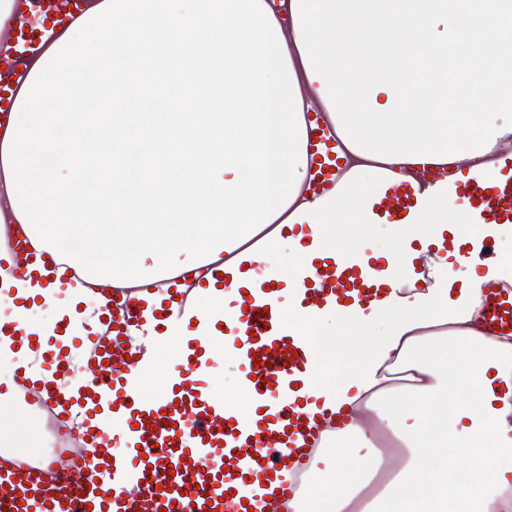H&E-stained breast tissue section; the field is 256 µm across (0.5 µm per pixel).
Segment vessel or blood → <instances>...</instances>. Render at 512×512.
Segmentation results:
<instances>
[{"mask_svg": "<svg viewBox=\"0 0 512 512\" xmlns=\"http://www.w3.org/2000/svg\"><path fill=\"white\" fill-rule=\"evenodd\" d=\"M58 36L45 30L0 42V94L24 84L32 63ZM310 137L315 168L309 190L320 193L334 186L343 169L331 147L327 112L319 113ZM456 194L480 201L484 221L512 222V177L495 178L488 168L459 184ZM409 203L402 183L378 209L396 221ZM26 271L43 285H59L87 300L105 298L101 323L107 332L85 333L90 377L84 380L68 366L62 341L68 322L57 324L61 341L44 356L35 406L45 432L58 440L51 459L65 465L55 468L51 460L0 448V512H205L209 506L214 512H303V485L316 456L333 447L335 424L327 413L310 410V398L292 392L309 376L310 355L303 337L289 334L279 320L277 283L249 289L218 324L223 344L241 364L240 384L258 407L231 415L203 379L218 345L205 336L208 322L191 305L209 279L173 274L158 290L148 282L102 289L66 254H47L14 233L0 235V288ZM302 285L317 307L335 296H373L369 286L330 261ZM493 299V327L512 329V298L497 292ZM169 327L193 333L194 352L175 369L170 393L142 397V375L155 361L148 350L136 352L126 343ZM114 414L121 420L112 431L95 430L98 417ZM77 418L89 435L73 448L58 435Z\"/></svg>", "mask_w": 512, "mask_h": 512, "instance_id": "vessel-or-blood-1", "label": "vessel or blood"}]
</instances>
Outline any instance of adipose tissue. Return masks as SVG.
I'll use <instances>...</instances> for the list:
<instances>
[{
	"label": "adipose tissue",
	"instance_id": "1",
	"mask_svg": "<svg viewBox=\"0 0 512 512\" xmlns=\"http://www.w3.org/2000/svg\"><path fill=\"white\" fill-rule=\"evenodd\" d=\"M294 41L266 0H92L34 62L0 146V187L24 231L88 271L112 279H163L251 244L255 266L230 287L202 291L201 314L220 320L239 288L302 278L315 261L370 259L373 231L391 244L367 305L329 302L290 311L313 328L315 371L304 390L335 414L338 446L322 454L309 512H512V340L475 326L477 280L512 284V273L467 269L505 225L458 203L473 160L512 136L499 96L512 75L501 37L512 0H292ZM67 109L51 112L40 90ZM330 108L338 150L352 166L336 190L300 198L309 179L302 89ZM450 165L412 185L396 222L373 210L391 170ZM286 264L266 252L284 228ZM344 235L345 250L336 237ZM430 284L416 291L414 263ZM31 277L0 289V324L32 326L39 300L75 327L99 328V305L76 311ZM39 348L0 335V364L38 375ZM337 380L320 377L339 354ZM402 369L411 383L387 388ZM409 441L410 459L381 497L359 505L372 466L373 431Z\"/></svg>",
	"mask_w": 512,
	"mask_h": 512
}]
</instances>
